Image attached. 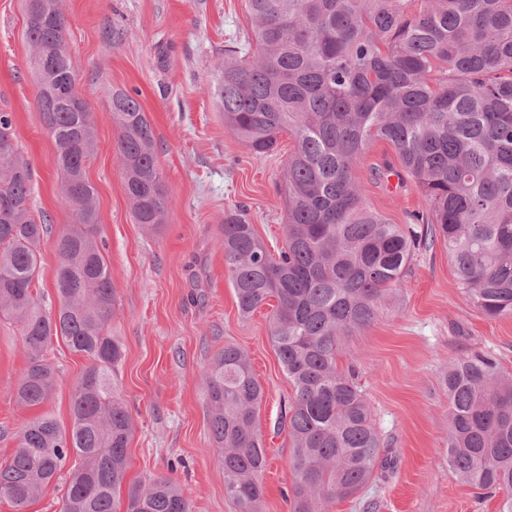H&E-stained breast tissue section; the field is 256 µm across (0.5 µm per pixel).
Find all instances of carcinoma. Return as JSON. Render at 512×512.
Listing matches in <instances>:
<instances>
[{
	"label": "carcinoma",
	"mask_w": 512,
	"mask_h": 512,
	"mask_svg": "<svg viewBox=\"0 0 512 512\" xmlns=\"http://www.w3.org/2000/svg\"><path fill=\"white\" fill-rule=\"evenodd\" d=\"M256 53L224 50L217 96L224 125L251 153L294 143L280 194L284 242L273 256L244 211L224 216L220 245L242 316L271 298L270 336L293 387L282 421L292 441L293 512H325L359 494L386 467L370 403L354 372L337 367L341 339L369 326L419 249L441 241L462 298L490 319L512 317V0H245ZM39 47L38 112L56 146L64 201L75 224L56 238L59 306L35 293L47 225L31 213V168L16 153L12 115L0 112V318L20 325L23 407L54 391L47 354L61 339L90 359L75 384L64 432L49 414L21 431L0 463V498L18 509L59 475L70 453L61 512H193L166 476L126 485L133 430L117 393L121 342L109 333L115 291L86 179L94 151L90 113L72 112L73 61L59 0H26ZM117 157L139 224L157 228L170 206L155 134L138 98L112 94ZM372 140L392 144L425 197L411 224L388 222L364 201L353 167ZM209 429L238 512H259L267 455L258 423L264 390L248 354L224 346L206 374ZM448 391V469L483 499L503 491L512 512V373L489 353L457 357Z\"/></svg>",
	"instance_id": "obj_1"
}]
</instances>
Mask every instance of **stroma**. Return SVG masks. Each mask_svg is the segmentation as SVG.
Here are the masks:
<instances>
[{
    "label": "stroma",
    "instance_id": "stroma-1",
    "mask_svg": "<svg viewBox=\"0 0 512 512\" xmlns=\"http://www.w3.org/2000/svg\"><path fill=\"white\" fill-rule=\"evenodd\" d=\"M70 26L66 47L86 99L95 148L86 176L97 191L98 236L115 290L111 332L123 345L116 370L134 432L127 480L168 476L193 512H237L224 493V470L208 427L205 375L225 345L244 349L264 389L259 420L267 454L262 512H292V448L277 424L293 388L269 334L276 305L268 300L240 316L224 264L225 214L245 209L271 252L283 245L285 207L278 194L293 143L254 155L224 127L216 93L224 51L255 47L244 0H59ZM25 0H0V112L12 113L14 144L33 171L32 212L49 232L41 246L35 290L57 309L54 249L74 217L64 204L55 143L36 107L38 82L29 64ZM138 90L157 142L171 205L160 227L138 224L124 191L109 103L113 91ZM354 178L366 203L393 224L425 210L423 195L402 173L389 143L371 141ZM491 354L512 373V317L490 319L466 303L442 245L417 252L384 312L344 338L339 369H354L393 466L356 497L328 512H498L503 493L477 500L448 472V393L444 376L459 354ZM52 399L41 409L17 404L26 363L18 324L0 320V463L10 460L23 426L38 412L71 426L74 386L89 361L54 341Z\"/></svg>",
    "mask_w": 512,
    "mask_h": 512
}]
</instances>
